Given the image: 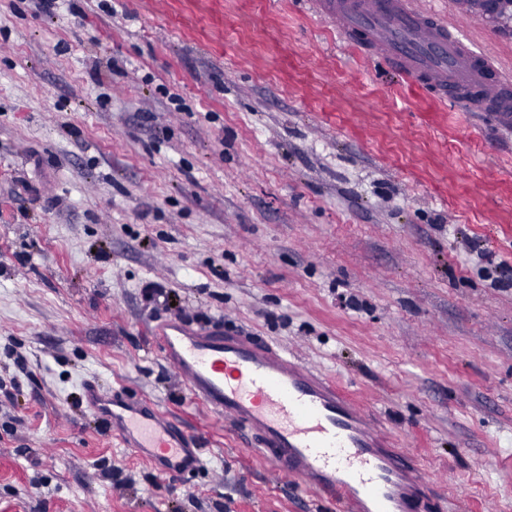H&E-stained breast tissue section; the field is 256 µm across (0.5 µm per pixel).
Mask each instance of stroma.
<instances>
[{
    "mask_svg": "<svg viewBox=\"0 0 512 512\" xmlns=\"http://www.w3.org/2000/svg\"><path fill=\"white\" fill-rule=\"evenodd\" d=\"M438 11L512 74V35ZM0 0V512H340L191 402L181 317L330 375L461 512H512V130L345 45L309 0ZM142 395L159 474L81 400ZM87 407L113 438L163 474L181 475L203 465L194 436L149 399L103 387L95 379L82 384Z\"/></svg>",
    "mask_w": 512,
    "mask_h": 512,
    "instance_id": "stroma-1",
    "label": "stroma"
}]
</instances>
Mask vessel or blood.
<instances>
[{"label":"vessel or blood","mask_w":512,"mask_h":512,"mask_svg":"<svg viewBox=\"0 0 512 512\" xmlns=\"http://www.w3.org/2000/svg\"><path fill=\"white\" fill-rule=\"evenodd\" d=\"M344 40L412 83L512 125V76L473 51L438 12L413 0H313ZM157 348L190 399L244 428L282 474L343 512H441L440 488L414 455L395 447L373 413L312 365L242 330L173 317L155 330ZM83 398L123 448L163 474L199 469L194 436L151 400L84 380Z\"/></svg>","instance_id":"obj_1"}]
</instances>
